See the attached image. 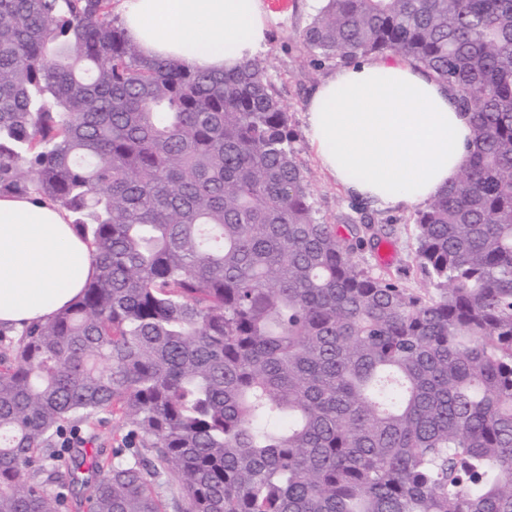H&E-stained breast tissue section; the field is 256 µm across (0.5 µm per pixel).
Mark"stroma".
<instances>
[{
  "label": "stroma",
  "instance_id": "stroma-1",
  "mask_svg": "<svg viewBox=\"0 0 512 512\" xmlns=\"http://www.w3.org/2000/svg\"><path fill=\"white\" fill-rule=\"evenodd\" d=\"M314 14L311 0H292L288 11L277 13L268 32L265 58L271 65L272 80L278 95L289 107V126L295 137L296 160L310 184L317 215L336 224L344 237L366 236L368 229L378 232L374 243L364 244L353 253L354 259L374 274L396 280L402 287L419 290L428 278L416 256L414 211L380 210L350 198L322 168L305 131L306 105L315 88L336 68L328 62L319 66L301 63L302 33ZM126 429L109 413L97 415L93 424L71 430L73 445L58 451L54 467L67 476V462L76 447L102 450L111 454L122 447Z\"/></svg>",
  "mask_w": 512,
  "mask_h": 512
}]
</instances>
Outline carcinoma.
Listing matches in <instances>:
<instances>
[{
    "mask_svg": "<svg viewBox=\"0 0 512 512\" xmlns=\"http://www.w3.org/2000/svg\"><path fill=\"white\" fill-rule=\"evenodd\" d=\"M302 60L454 87L469 166L416 214L430 287L317 217L259 57L148 59L112 0H0V196L99 273L0 354V512H512V0H325ZM100 411L127 447L54 440Z\"/></svg>",
    "mask_w": 512,
    "mask_h": 512,
    "instance_id": "1",
    "label": "carcinoma"
}]
</instances>
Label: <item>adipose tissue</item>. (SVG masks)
I'll use <instances>...</instances> for the list:
<instances>
[{"label":"adipose tissue","instance_id":"obj_1","mask_svg":"<svg viewBox=\"0 0 512 512\" xmlns=\"http://www.w3.org/2000/svg\"><path fill=\"white\" fill-rule=\"evenodd\" d=\"M126 34L149 59L231 70L266 48L263 0H117ZM306 133L349 196L376 208L427 204L471 160L475 131L454 92L392 57H363L313 92ZM93 249L69 214L35 197L0 198V324L51 319L94 278Z\"/></svg>","mask_w":512,"mask_h":512}]
</instances>
